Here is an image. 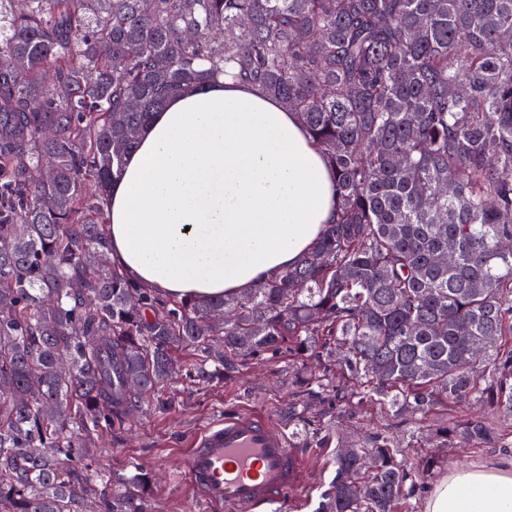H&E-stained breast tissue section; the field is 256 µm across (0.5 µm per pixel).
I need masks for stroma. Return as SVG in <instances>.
<instances>
[{
	"label": "stroma",
	"mask_w": 512,
	"mask_h": 512,
	"mask_svg": "<svg viewBox=\"0 0 512 512\" xmlns=\"http://www.w3.org/2000/svg\"><path fill=\"white\" fill-rule=\"evenodd\" d=\"M305 367L316 372L321 369L317 358L301 364L281 354L249 361L232 376H218L207 383L178 377L172 384L176 403L169 412H140L132 430L101 433L98 466L106 471L139 467L152 472L158 487L147 502V512H226L224 506H209L197 497L184 461L195 436L204 428L227 417L258 414L271 419L288 436L303 460V473L300 485L287 498L260 506L255 512H312L322 485L334 475V451L322 445L332 432L339 430L353 439L381 431L403 440L413 434L424 438L433 424L469 416L495 418L490 409L466 402L451 410H436L422 422L386 407L364 410L357 406L348 409L340 420L336 417L335 393H325L319 401L311 399L301 380ZM424 450L438 454L440 462L425 478L424 494L412 499L413 512H423L426 491L448 472L487 466L512 455V450L500 447L439 449L430 442Z\"/></svg>",
	"instance_id": "obj_1"
}]
</instances>
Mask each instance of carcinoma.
<instances>
[{
  "instance_id": "cac0c4a2",
  "label": "carcinoma",
  "mask_w": 512,
  "mask_h": 512,
  "mask_svg": "<svg viewBox=\"0 0 512 512\" xmlns=\"http://www.w3.org/2000/svg\"><path fill=\"white\" fill-rule=\"evenodd\" d=\"M218 73L298 114L336 220L247 293L166 298L111 264L104 192L151 115ZM509 242L512 0H0V512H147L152 476L98 469L99 434L171 410L186 349L199 382L315 354L339 422L466 400L511 418ZM437 464L338 434L313 512H408Z\"/></svg>"
}]
</instances>
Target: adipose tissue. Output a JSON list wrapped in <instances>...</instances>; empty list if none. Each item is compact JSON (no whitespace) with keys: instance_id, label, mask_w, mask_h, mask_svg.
Instances as JSON below:
<instances>
[{"instance_id":"adipose-tissue-1","label":"adipose tissue","mask_w":512,"mask_h":512,"mask_svg":"<svg viewBox=\"0 0 512 512\" xmlns=\"http://www.w3.org/2000/svg\"><path fill=\"white\" fill-rule=\"evenodd\" d=\"M106 199L112 263L175 299L238 295L294 266L336 205L296 114L223 78L154 113ZM424 512H512V458L443 476Z\"/></svg>"}]
</instances>
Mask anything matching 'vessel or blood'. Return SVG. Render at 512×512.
I'll use <instances>...</instances> for the list:
<instances>
[{
  "label": "vessel or blood",
  "mask_w": 512,
  "mask_h": 512,
  "mask_svg": "<svg viewBox=\"0 0 512 512\" xmlns=\"http://www.w3.org/2000/svg\"><path fill=\"white\" fill-rule=\"evenodd\" d=\"M186 468L203 502L231 512L280 501L300 482V457L287 436L255 415L228 417L201 431Z\"/></svg>",
  "instance_id": "vessel-or-blood-1"
}]
</instances>
